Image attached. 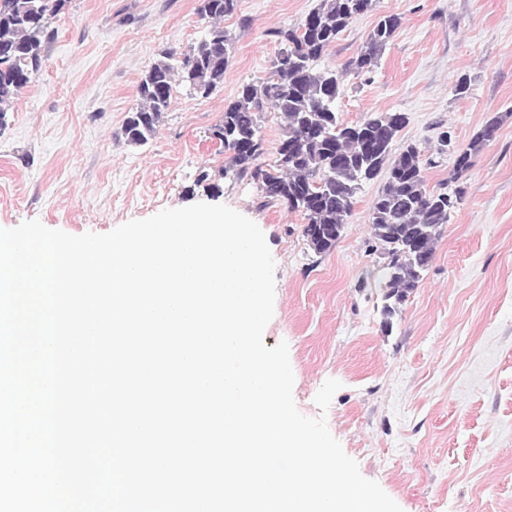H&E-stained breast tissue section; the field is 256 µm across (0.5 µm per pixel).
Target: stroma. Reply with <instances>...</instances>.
<instances>
[{
  "instance_id": "stroma-1",
  "label": "stroma",
  "mask_w": 512,
  "mask_h": 512,
  "mask_svg": "<svg viewBox=\"0 0 512 512\" xmlns=\"http://www.w3.org/2000/svg\"><path fill=\"white\" fill-rule=\"evenodd\" d=\"M319 0H237L223 25L235 40L224 83L209 97L175 85L170 112L141 147L122 126L143 72L205 38L200 0H70L51 22L39 71L0 130V228L37 219L73 235L199 202L227 205L263 231L274 258L266 347L289 345L293 397L325 415L361 474L403 512H512V0H375L320 60L341 67L379 16L401 25L371 71L348 76L336 110L349 124L403 115L392 150L409 144L428 189L449 185L455 161L488 118L504 122L472 158L465 196L449 214L418 288L391 325L380 315L384 260L371 251V204L384 176L363 184L341 238L323 254L299 212L263 204L254 182L227 176L208 132L242 83L268 77L275 29ZM467 96L456 97L459 78ZM452 144L440 150V128ZM341 382L327 411L314 398Z\"/></svg>"
}]
</instances>
